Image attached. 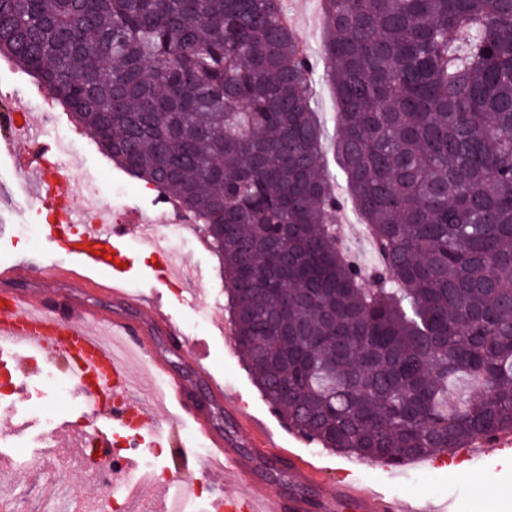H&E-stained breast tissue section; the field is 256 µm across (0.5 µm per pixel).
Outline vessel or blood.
<instances>
[{"label":"vessel or blood","mask_w":512,"mask_h":512,"mask_svg":"<svg viewBox=\"0 0 512 512\" xmlns=\"http://www.w3.org/2000/svg\"><path fill=\"white\" fill-rule=\"evenodd\" d=\"M19 122L20 131L10 140L9 149L18 161L21 175L32 184L29 202L35 207L64 210L65 225L79 229L78 234L71 237L63 235V225H48V238L70 259L66 265H49L51 279H71L82 290L150 309L152 320L150 328L146 329L126 318H106L93 308L74 303L69 310L70 321H62L49 299H36L30 293L10 289L9 284L17 279L18 270L13 266L3 267L0 268V362H11V351L15 348L32 350L47 363L67 361L68 372L79 386L86 414L95 418L106 409L112 415L111 432L96 431L89 441L97 453L98 470L109 469L112 465L111 434H125L133 449L121 466V484L129 498H136L142 489L139 448L159 445L190 428L207 444V453L198 457L187 449H179L172 459L170 484L186 482L198 470L205 474L223 470L233 473L238 484L236 492H225L209 499V512H310L312 504L305 496L273 493L268 484L255 477L256 464L263 460L287 462L289 469L305 483L318 482L322 477L321 469L279 446L259 419L246 417L242 420L243 428L251 432L249 444L255 450L253 456L246 457L233 443L212 432L205 411L191 402L184 382L175 375L167 374L165 391L166 401L175 409L174 415L159 416L134 397L131 374L119 356L120 351L138 354L146 358L151 368L165 372V363L149 354L150 330L164 331L168 340L181 349L189 347L186 334L165 313L160 300L129 291V269L119 262L122 245L129 234L154 243L150 219L139 207L133 206L128 209L123 223L106 218L88 223L86 206L71 203L62 173L47 170L43 164L44 157L59 153V146L42 137L36 124L25 119ZM341 503L348 504L352 512H410L407 504L377 490L363 492L349 481L336 483L324 496L321 508L323 512H335Z\"/></svg>","instance_id":"1"}]
</instances>
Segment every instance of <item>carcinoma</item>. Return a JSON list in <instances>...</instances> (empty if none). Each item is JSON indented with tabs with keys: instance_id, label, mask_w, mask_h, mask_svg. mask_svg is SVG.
<instances>
[{
	"instance_id": "obj_1",
	"label": "carcinoma",
	"mask_w": 512,
	"mask_h": 512,
	"mask_svg": "<svg viewBox=\"0 0 512 512\" xmlns=\"http://www.w3.org/2000/svg\"><path fill=\"white\" fill-rule=\"evenodd\" d=\"M338 208L288 0H0V57L198 216L233 341L301 437L402 466L512 434V0H324ZM481 393L448 406L458 381ZM345 211L352 212V221L346 223L343 219L342 228L347 239H349L351 247L355 253V258L358 264L362 267H370L377 263L378 258L376 255L366 246L362 228V219L359 212L350 203L347 204L346 200H342Z\"/></svg>"
}]
</instances>
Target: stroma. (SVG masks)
I'll list each match as a JSON object with an SVG mask.
<instances>
[{"instance_id":"obj_1","label":"stroma","mask_w":512,"mask_h":512,"mask_svg":"<svg viewBox=\"0 0 512 512\" xmlns=\"http://www.w3.org/2000/svg\"><path fill=\"white\" fill-rule=\"evenodd\" d=\"M289 2L291 12L299 19L294 27L297 39L313 59H321L326 32L324 26L314 23L322 8L321 0ZM310 90L323 127L324 165L335 187L341 189L345 180L334 152L339 134L337 102L323 67L315 68ZM16 99L21 101L24 112L38 116L54 113L58 125L68 131L72 143L62 161L68 166L75 203H83V187L90 183L98 189V208L106 210L114 221H122L127 209L137 205L156 224L174 223V216L156 209V189L121 169L89 131L75 125L66 112L60 111L33 78L0 58V103ZM22 186L11 159L0 153V265L17 266L22 287L34 295H41L51 285L58 297L90 300L109 314L146 321L142 310L113 303L108 298H87L66 282L49 283L42 267L30 264L34 255L55 261L60 255L54 252L45 235L31 237L19 232V225H40L45 220L44 215L15 206ZM124 251L133 265L130 289L158 297L186 335L199 342L207 357L209 372L204 375L191 354L165 344L163 336H155L156 351L165 356L171 370L188 389L210 398L209 379L220 378L237 393L241 405L255 415L268 417L271 428L301 453L321 456L327 471L317 485L297 486L294 473L275 475L265 465H258V476L273 491L286 493L298 488L316 502L324 489L346 474L363 489L383 487L416 512H512V495L503 494L504 488H512V449L494 450L467 462L459 461L453 454L429 470L416 462L369 468L355 459L321 451L287 430L283 419L262 398L238 356L232 337L224 333L230 322L224 275L218 258L204 241L202 226L183 225L181 233L172 235L165 246L164 253H170L192 270L191 277L179 284L159 278L162 253L139 238L127 239ZM65 377L64 363L49 367L32 354L21 356L15 367L0 364V512H71L77 501L84 512H95L100 491L96 482L84 479L87 460L77 451L87 436L86 415L72 395H57L56 383Z\"/></svg>"}]
</instances>
